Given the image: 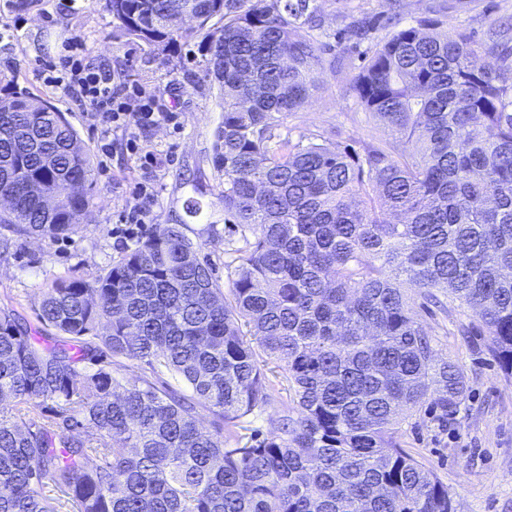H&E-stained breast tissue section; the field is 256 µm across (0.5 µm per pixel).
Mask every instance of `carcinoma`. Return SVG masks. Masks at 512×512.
<instances>
[{
    "instance_id": "obj_1",
    "label": "carcinoma",
    "mask_w": 512,
    "mask_h": 512,
    "mask_svg": "<svg viewBox=\"0 0 512 512\" xmlns=\"http://www.w3.org/2000/svg\"><path fill=\"white\" fill-rule=\"evenodd\" d=\"M185 3L105 9L164 51L209 44L224 85L213 163L243 241L231 287L181 225L159 224L93 279L43 291L49 345L0 305V512H452L400 430L427 402L455 414L469 390L427 314L472 312L512 375V49L434 20L397 28L353 90L402 147L356 150L277 134L319 88L324 46L297 33L319 26L311 0H211L197 28L171 27ZM91 172L62 112L27 91L0 98L8 231L68 236ZM121 358L140 375L113 374ZM163 372L184 388L157 386ZM275 383L284 414L230 445Z\"/></svg>"
}]
</instances>
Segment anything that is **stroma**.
Instances as JSON below:
<instances>
[{"label": "stroma", "instance_id": "stroma-1", "mask_svg": "<svg viewBox=\"0 0 512 512\" xmlns=\"http://www.w3.org/2000/svg\"><path fill=\"white\" fill-rule=\"evenodd\" d=\"M402 24L423 19L439 21L440 32L458 31L473 41L487 39L502 21H512V0H399ZM322 27L315 32L326 47L319 71L320 88L283 125L359 146L388 139L383 126L370 120L352 85L367 52L392 33L384 25L387 0H316ZM376 18L377 27L362 43L341 37L354 19ZM11 36L0 38V97L27 90L55 105L73 125L92 157L94 204L68 237L57 240L10 238L0 246V304L9 302L27 320L32 335L44 333L35 308L54 281L92 279L119 260L134 243L116 232L120 213L135 203V187L154 182L153 206L159 224L181 225L183 233L215 267L221 288L227 278L239 236L224 221L221 192L224 175L213 164L214 144L224 120V89L205 65L208 53L199 40L164 51L125 36L101 0H52L19 9L15 0H0V27ZM86 45L87 60L115 79L134 82L161 95L177 112L179 127L139 131L144 149L158 163L143 168L123 135L112 138V154L101 158L99 131L90 110L62 89L48 86L38 72L44 61L63 55L72 36ZM199 201L202 213L191 217L187 201ZM468 312L429 318L441 357L464 370L469 394L454 417L438 420L423 406L403 424L401 442L415 458L434 471L448 487L453 512H512V376L505 374L482 337L461 335L473 323Z\"/></svg>", "mask_w": 512, "mask_h": 512}]
</instances>
